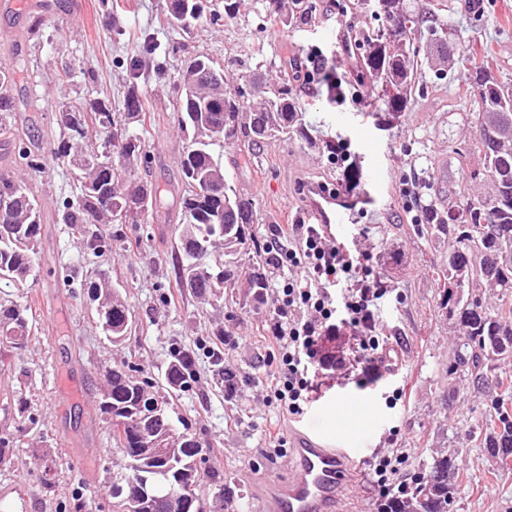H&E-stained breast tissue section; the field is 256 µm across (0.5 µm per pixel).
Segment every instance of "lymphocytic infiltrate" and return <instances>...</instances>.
<instances>
[{"label":"lymphocytic infiltrate","mask_w":512,"mask_h":512,"mask_svg":"<svg viewBox=\"0 0 512 512\" xmlns=\"http://www.w3.org/2000/svg\"><path fill=\"white\" fill-rule=\"evenodd\" d=\"M276 277L271 291L278 303L264 321L267 355L261 364L264 400L288 418H303L322 385L377 372L387 346L376 330L374 302L381 289L366 265V253H353L333 238L326 225L295 224L287 235L264 241ZM352 338L348 355L323 351L337 332ZM397 430L387 438L389 452L375 456L369 489L390 496L398 485L406 452L397 451Z\"/></svg>","instance_id":"f902f5d3"}]
</instances>
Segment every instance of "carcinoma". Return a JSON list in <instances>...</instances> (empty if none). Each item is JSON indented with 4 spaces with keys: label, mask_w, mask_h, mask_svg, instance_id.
Instances as JSON below:
<instances>
[{
    "label": "carcinoma",
    "mask_w": 512,
    "mask_h": 512,
    "mask_svg": "<svg viewBox=\"0 0 512 512\" xmlns=\"http://www.w3.org/2000/svg\"><path fill=\"white\" fill-rule=\"evenodd\" d=\"M242 0H224L205 6V0H170L166 18L191 28L190 22L206 17L207 24L222 26L237 18ZM384 17L397 20L394 38L386 41L380 32L365 25L357 28L360 50V81L375 83L374 109L399 117L421 78L414 44L428 29L430 42L448 48V28L428 24L429 17L415 11L406 0H379ZM317 11L314 0H291L282 12L281 0H259L257 14L264 20H279L300 29ZM254 66L243 69L238 81L225 85L209 80L211 72L224 69L205 56L192 57L179 85L173 111L188 140L180 159L181 218L176 259L179 287L188 288L204 305L222 304L231 308L240 301L261 304L271 287L256 247L252 230L254 203L239 193L224 172L215 147L245 140L259 145L278 137H296L316 145L302 112L296 83L301 72L280 68L281 76L270 81L266 74L275 68L264 60L263 48L253 49ZM470 96L477 104L476 147L484 154L486 173L493 192L485 198L463 197L458 213L434 204L425 206L418 232L446 237L454 243L442 277L448 286L440 291L439 307L448 319L463 328L461 342L453 351L448 375L459 374L492 390L488 411L489 427L481 444L491 455L512 448V382L495 373L497 363L512 358V319L502 316L512 294V138L494 139V128L503 113L512 118V87L500 84L477 69L470 74ZM125 118L140 122L144 115L137 89L125 98ZM17 111L13 68L0 64V140L14 139L15 128L6 114ZM105 134V143L119 160L101 158L95 150L80 144L85 126ZM59 137L54 149L81 171L80 193L64 205L61 221L84 238L92 251L107 248V242L90 230L92 224H138L157 200V188L148 178L129 169L133 158L144 152L138 133L126 128L118 132L112 105L105 99H77L60 113ZM0 282L15 288L26 287L37 262V245L42 234V214L31 189L22 181L0 176ZM492 285L500 289L501 304L489 310L480 294ZM94 305L97 323L114 346L123 343L133 322L126 295L110 278L99 274L83 283ZM17 299H0V350L18 352L34 335L29 308ZM196 376V361L174 352L165 373V383L144 375L126 362L106 370V389L99 411L112 425V445L126 461L124 472L112 480V512H207L212 504L196 494L208 476L202 470V444L177 415L176 401ZM168 448L164 456L153 448ZM166 468L177 492L175 505L150 508L137 500L130 477ZM457 471L454 460L439 454L422 465L411 485L388 499L381 512H452L456 507Z\"/></svg>",
    "instance_id": "carcinoma-1"
}]
</instances>
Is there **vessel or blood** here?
<instances>
[{"mask_svg": "<svg viewBox=\"0 0 512 512\" xmlns=\"http://www.w3.org/2000/svg\"><path fill=\"white\" fill-rule=\"evenodd\" d=\"M308 196L309 220L332 225L336 235H344L355 209L353 200L317 185ZM372 405V398L352 391L320 403L316 408L320 425H306L289 435L291 477L285 482L268 480L256 485L250 494L252 512H347L348 466L361 462L365 453L347 430V413Z\"/></svg>", "mask_w": 512, "mask_h": 512, "instance_id": "vessel-or-blood-1", "label": "vessel or blood"}]
</instances>
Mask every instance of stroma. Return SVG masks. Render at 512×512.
<instances>
[{
	"label": "stroma",
	"mask_w": 512,
	"mask_h": 512,
	"mask_svg": "<svg viewBox=\"0 0 512 512\" xmlns=\"http://www.w3.org/2000/svg\"><path fill=\"white\" fill-rule=\"evenodd\" d=\"M414 2L447 24L448 54L426 62L406 112L388 122L370 115L367 102L354 95L358 52L351 33L373 11L360 0L345 11L334 0H317L304 32L262 22L254 0H243L237 19L219 28L197 21L190 36L164 24L166 0H0V63H25L16 77V121L23 141L39 144L42 158L35 171L17 148L0 144V173L24 180L43 214L37 266L26 290L35 335L22 353H0V433L15 441L10 464L0 466V512H112V475L124 459L113 449L112 428L98 410L106 368L126 362L163 381L175 347L196 348L219 328L239 339L230 352L235 395L227 396L217 384L211 360L202 355L196 383L178 401L215 475L197 493L212 499L219 480L241 493L268 478H287V460L260 452L266 421L290 427L276 408L260 402L255 385L265 351L259 328L266 307L230 311L200 304L178 288L171 259L181 230L180 158L186 146L172 109L180 70L188 58L206 55L223 64L231 83L241 71L239 59L258 44L301 62L320 49L327 72L347 83L343 103L317 81L303 85L302 102L313 138L347 146L351 175L294 138L256 150L240 141L221 154L232 184L254 202L255 236L261 240L275 228L306 223L310 185L331 184L353 196L376 194L375 203L357 206L345 238L369 252L368 266L385 290L376 302L382 331L400 338L402 365L395 372L380 367L365 382L349 385L376 400L368 459L386 450L390 428L398 427L399 446L410 454L403 476L444 451L458 467L455 512H512V465H501L477 440L489 397L471 387L448 393L459 382L446 369L461 329L441 317L436 304L438 272L452 244L420 234L413 221L423 204H454L459 190L475 198L492 192L483 157L473 147L472 108L463 97L465 78L477 67L512 84V0ZM35 15L43 37L32 46L27 27ZM147 39L156 50L146 56ZM138 59L142 67L131 71ZM133 87L148 115L145 152L133 169L157 187V200L140 224L96 225L111 244L96 253L59 221L63 201L76 197L80 183L70 162L52 153V141L60 112L75 97L110 99L119 113ZM406 182L413 185L408 195L400 191ZM102 272L126 290L135 315L119 347L97 327L80 288L81 279ZM396 388L403 397L391 408L385 398ZM20 400L33 423H20ZM219 437L224 454L217 457L210 446ZM368 459L350 472L352 512H377L375 497L363 488Z\"/></svg>",
	"instance_id": "obj_1"
}]
</instances>
